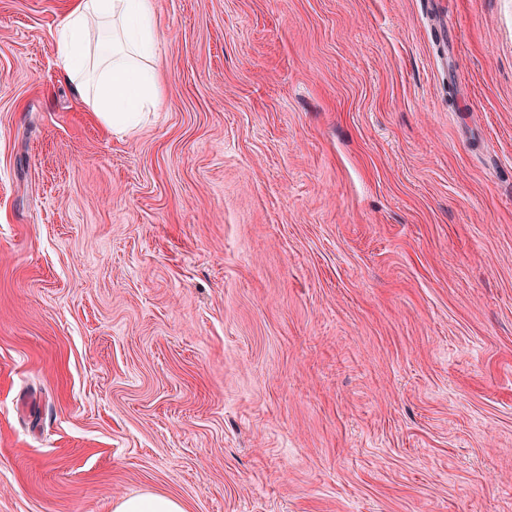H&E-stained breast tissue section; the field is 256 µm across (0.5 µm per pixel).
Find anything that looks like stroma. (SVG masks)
<instances>
[{"label": "stroma", "mask_w": 512, "mask_h": 512, "mask_svg": "<svg viewBox=\"0 0 512 512\" xmlns=\"http://www.w3.org/2000/svg\"><path fill=\"white\" fill-rule=\"evenodd\" d=\"M0 0V512H512V0H156L117 137ZM114 512H188V507L181 499L155 493L126 498Z\"/></svg>", "instance_id": "35a3bbf8"}]
</instances>
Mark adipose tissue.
Returning a JSON list of instances; mask_svg holds the SVG:
<instances>
[{"instance_id":"1","label":"adipose tissue","mask_w":512,"mask_h":512,"mask_svg":"<svg viewBox=\"0 0 512 512\" xmlns=\"http://www.w3.org/2000/svg\"><path fill=\"white\" fill-rule=\"evenodd\" d=\"M91 42L99 65L89 71L82 49ZM157 44L155 0H73L55 35L60 72L118 137L160 102Z\"/></svg>"}]
</instances>
